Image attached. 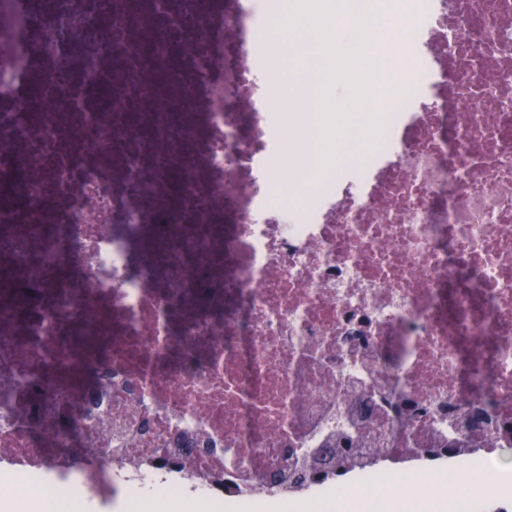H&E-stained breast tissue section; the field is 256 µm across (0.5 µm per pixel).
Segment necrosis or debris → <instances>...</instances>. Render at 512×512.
<instances>
[{
  "label": "necrosis or debris",
  "mask_w": 512,
  "mask_h": 512,
  "mask_svg": "<svg viewBox=\"0 0 512 512\" xmlns=\"http://www.w3.org/2000/svg\"><path fill=\"white\" fill-rule=\"evenodd\" d=\"M25 13L55 50L0 81V474L113 512L403 506L447 470L484 481L453 512L511 500L512 0H420L402 86L341 126L272 111L260 0Z\"/></svg>",
  "instance_id": "obj_1"
}]
</instances>
